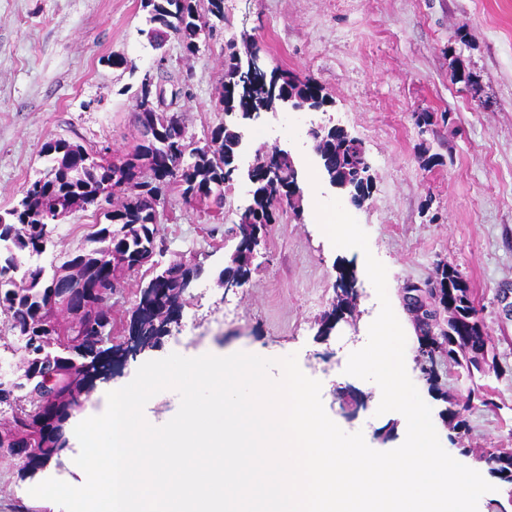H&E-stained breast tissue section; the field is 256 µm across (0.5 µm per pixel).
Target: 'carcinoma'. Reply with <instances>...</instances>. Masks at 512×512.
Listing matches in <instances>:
<instances>
[{"label":"carcinoma","mask_w":512,"mask_h":512,"mask_svg":"<svg viewBox=\"0 0 512 512\" xmlns=\"http://www.w3.org/2000/svg\"><path fill=\"white\" fill-rule=\"evenodd\" d=\"M200 0H142L148 9L150 39L161 46L168 38L178 39L188 54L197 50V40L209 25V18L224 21V0H206L205 14L198 10ZM245 68L233 50L224 57V80L220 102L227 115L249 118V112L271 106L275 95L288 94L293 82L306 100L323 106L327 97L322 87L310 78L301 79L286 71L278 73L276 94L260 82L246 84ZM164 143L140 141L128 155L121 177L113 179L112 165L94 162L78 144L61 140L45 156L51 162L43 178L24 189L20 207L0 216V314L8 319L7 335L0 336L3 348L18 357L12 374L0 377V448H20L22 471L32 474L44 469L58 452V442L72 418L94 388V380L115 356L125 352L123 344L113 342L112 310L108 301L120 292L121 281L112 271V253L127 256V271L145 257L152 260V276L147 284L154 288L148 302L139 299L129 321L139 322L145 347L154 348L171 333L177 319L169 316L167 304L184 300L188 283L203 272L201 265L188 261L161 265L155 256L165 248L155 228L157 207L165 189L181 188L189 201L210 202L222 207L224 184L232 180L242 134L236 124L224 123L210 132V145L191 147L181 121L163 129ZM324 141L322 166L325 174L338 173L349 183L352 199L361 203L369 198L368 163L363 149L345 147L340 133L329 129ZM253 185V203L249 207L251 224L267 235L277 223L283 204H291L294 177L288 160L272 164L269 170L257 168L249 173ZM117 197L119 204L107 215L108 224L89 235L91 246L71 255L47 272L45 267L23 261V255L40 254L55 229L57 212H73L97 202L100 196ZM228 271L240 280L252 276V265L244 255ZM88 285L76 306L51 300L53 290L72 280ZM430 298L442 311L453 305L454 321L415 323L417 357L422 372L432 387L438 376L432 371L439 359L458 374L471 380L475 374H499L497 364L487 365L490 347L483 332L474 298L459 271L444 263L430 283ZM54 366L55 379L44 385L43 365ZM488 407L493 402L478 389H468L464 401L456 400L444 410L443 419L459 439L472 430L468 413L473 401ZM490 472L512 485V449L498 448L478 457Z\"/></svg>","instance_id":"1"}]
</instances>
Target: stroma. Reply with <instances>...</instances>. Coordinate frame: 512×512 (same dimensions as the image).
Here are the masks:
<instances>
[{"label":"stroma","mask_w":512,"mask_h":512,"mask_svg":"<svg viewBox=\"0 0 512 512\" xmlns=\"http://www.w3.org/2000/svg\"><path fill=\"white\" fill-rule=\"evenodd\" d=\"M147 27L141 0H0V215L48 169L42 147L49 140L122 161L140 136L142 80L163 89L188 140L205 146L224 121L219 97L228 48L243 54L257 47L267 69L312 78L331 103L322 112L262 113L256 125L267 143L245 142L223 207L188 203L179 188L168 189L157 215L164 259L194 260L204 273L185 297L178 326L157 347L114 367L112 382L172 353L272 359L294 353L303 373L321 382L324 409L342 430L362 432L378 451L400 446L404 418L378 413L372 382L345 372L380 305L363 253L333 247L317 223L316 201L337 198L388 270L390 303L407 340L406 370L436 415L445 407L438 392L458 399L467 384L444 366L437 387L425 380L403 290L433 280L442 262L461 273L500 372L481 378L495 406L472 409L470 452L456 459L473 466L475 450L512 448V313L500 302L502 290L512 289V0H224L220 32H201L193 54L173 37L153 48ZM115 58L122 66H112ZM456 72L469 82H453ZM423 112L430 122L421 129L416 117ZM318 125L361 141L373 177L362 204L323 176L307 134ZM270 147L294 161L303 198L299 209L281 212L257 246L250 280L227 291L218 273L236 241L224 231L239 223L249 202L246 172ZM103 221L93 206L59 221L39 264L88 247ZM348 269L356 275L357 304L322 335L321 318ZM149 278L145 268L127 275L113 295L117 341H124L123 325ZM341 392L360 406L342 412ZM20 469L19 461L0 459V512L39 503Z\"/></svg>","instance_id":"35a3bbf8"}]
</instances>
